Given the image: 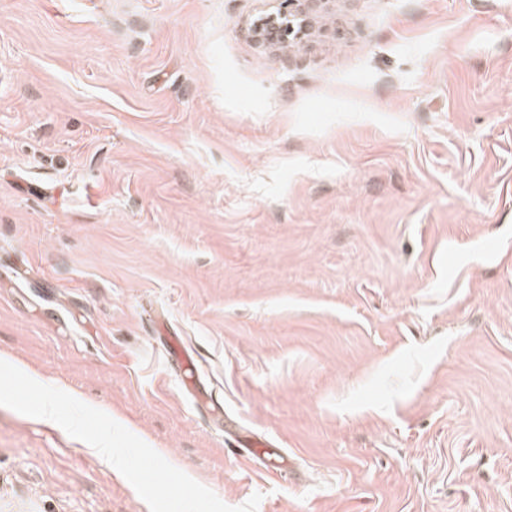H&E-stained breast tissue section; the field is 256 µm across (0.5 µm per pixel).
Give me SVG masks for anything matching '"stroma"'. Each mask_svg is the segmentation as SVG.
<instances>
[{
	"mask_svg": "<svg viewBox=\"0 0 512 512\" xmlns=\"http://www.w3.org/2000/svg\"><path fill=\"white\" fill-rule=\"evenodd\" d=\"M0 0V353L257 512H512V0ZM272 481L164 367L152 316ZM0 512H150L0 406ZM280 18L288 16V26H280L276 15L257 23L251 31L252 37L265 46H279L285 43L288 36L295 33L296 39H302L312 31L314 15L324 10L335 0H282ZM285 28V29H284ZM265 29V30H264ZM297 29H299L297 31ZM235 448L240 454H245L249 459L260 461L266 472L274 479H280L286 472L285 461L277 462L274 453L268 450V442L259 437H246L243 441L236 439Z\"/></svg>",
	"mask_w": 512,
	"mask_h": 512,
	"instance_id": "stroma-1",
	"label": "stroma"
}]
</instances>
